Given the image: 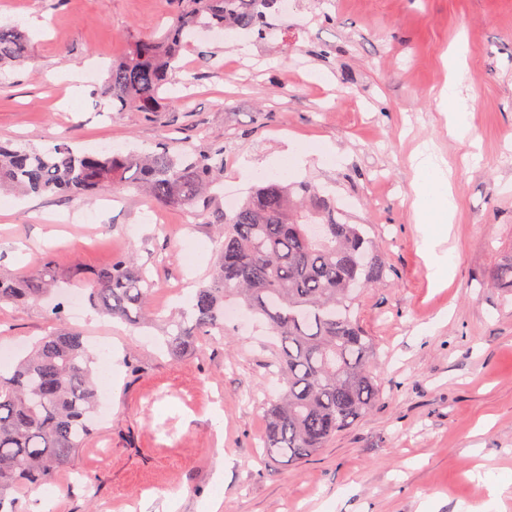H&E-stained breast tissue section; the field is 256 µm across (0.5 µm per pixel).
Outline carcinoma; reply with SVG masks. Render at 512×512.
<instances>
[{
	"label": "carcinoma",
	"mask_w": 512,
	"mask_h": 512,
	"mask_svg": "<svg viewBox=\"0 0 512 512\" xmlns=\"http://www.w3.org/2000/svg\"><path fill=\"white\" fill-rule=\"evenodd\" d=\"M157 37L131 41L112 58L102 94L112 109L159 111L182 51L206 28L267 33V12L280 0H174ZM21 32L0 27V68L25 61ZM132 183L154 201L190 209L217 225L218 254L210 281L197 289L190 322L173 320L165 344L173 354L196 337L224 334V308L238 303L278 337L274 364L282 389L266 406L265 448L300 460L326 447L382 395L374 373L377 346L355 304L382 282L387 264L369 225L351 224L336 199L304 181L264 178L230 211L214 207L224 185V148L173 151L77 150L62 140L47 150L0 145V190L84 198ZM56 270L45 259L26 279L0 277V305L46 296ZM512 291V254L492 271ZM154 286L133 253L99 270L89 300L126 320L148 315ZM66 298L49 308L58 329L33 345L8 373L0 371V512H18L15 491L46 483L96 433L98 376L93 349L64 327Z\"/></svg>",
	"instance_id": "1"
}]
</instances>
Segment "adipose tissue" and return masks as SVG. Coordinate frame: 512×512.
Masks as SVG:
<instances>
[{"label": "adipose tissue", "instance_id": "adipose-tissue-1", "mask_svg": "<svg viewBox=\"0 0 512 512\" xmlns=\"http://www.w3.org/2000/svg\"><path fill=\"white\" fill-rule=\"evenodd\" d=\"M465 51L457 49L445 58L451 80L440 91L443 112L448 115V132L455 137H464L468 131L469 106L459 99L456 81L465 66ZM317 156L326 162L337 159L334 147L318 146L303 149L295 146L279 153L266 162L255 165L244 163L240 169L242 182H249L263 173L293 174L302 170L309 156ZM442 160L429 148L419 150L414 158L416 183L413 209L420 226L422 247L437 284H447L450 275L449 254L446 248L453 224L456 205L454 193L441 167Z\"/></svg>", "mask_w": 512, "mask_h": 512}]
</instances>
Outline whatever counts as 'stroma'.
I'll list each match as a JSON object with an SVG mask.
<instances>
[{
    "instance_id": "35a3bbf8",
    "label": "stroma",
    "mask_w": 512,
    "mask_h": 512,
    "mask_svg": "<svg viewBox=\"0 0 512 512\" xmlns=\"http://www.w3.org/2000/svg\"><path fill=\"white\" fill-rule=\"evenodd\" d=\"M170 0H0V25L28 36V59L0 79V144L149 151L160 142L224 148V184L245 197L243 162L289 142L332 145L300 179L328 188L350 223L368 224L390 273L365 288L360 321L379 344L381 400L299 462L265 450L267 400L281 389L278 342L251 313L199 337L182 356L161 346L163 319L210 278L218 244L206 218L132 186L84 200L0 194V275L52 258L57 286L85 292L116 256L136 253L155 283L159 323L134 327L85 307L68 326L113 362L99 384V434L48 487L18 489L19 512L50 490L56 512H512V292L489 274L512 254V0H292L268 15L250 54L197 34L160 111H113L100 89L132 38L168 22ZM470 53L460 96L470 133L449 135L439 91L445 52ZM324 80H316V73ZM83 99L71 107L69 77ZM431 146L456 198L451 277L436 287L415 222L413 157ZM47 301L0 307V346L53 328ZM223 432H216V425ZM224 461L223 482L214 479ZM507 485L490 499L489 483Z\"/></svg>"
}]
</instances>
